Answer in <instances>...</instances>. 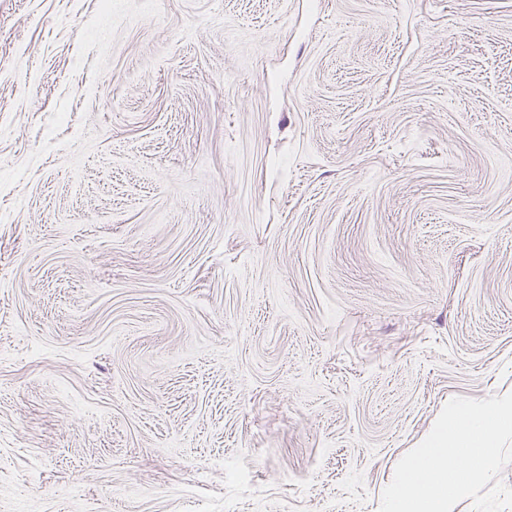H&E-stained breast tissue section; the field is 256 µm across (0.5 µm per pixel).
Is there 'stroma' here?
I'll list each match as a JSON object with an SVG mask.
<instances>
[{"instance_id":"stroma-1","label":"stroma","mask_w":512,"mask_h":512,"mask_svg":"<svg viewBox=\"0 0 512 512\" xmlns=\"http://www.w3.org/2000/svg\"><path fill=\"white\" fill-rule=\"evenodd\" d=\"M512 389V0H0V512H379Z\"/></svg>"}]
</instances>
